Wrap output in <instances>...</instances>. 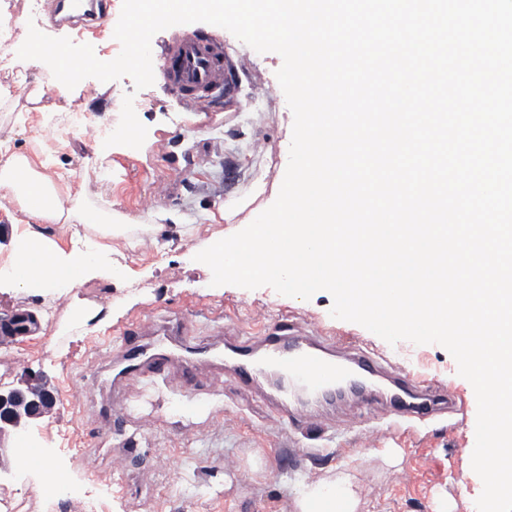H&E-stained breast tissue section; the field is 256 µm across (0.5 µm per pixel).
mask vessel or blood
Listing matches in <instances>:
<instances>
[{
	"mask_svg": "<svg viewBox=\"0 0 512 512\" xmlns=\"http://www.w3.org/2000/svg\"><path fill=\"white\" fill-rule=\"evenodd\" d=\"M107 17L105 0H50L46 20L49 30L63 32L81 25L104 24ZM231 65L223 38L184 31L166 42L161 74L187 105L228 102L237 94V86L229 78ZM191 333L190 324L184 322L172 329L180 348L176 354L160 342L153 352H144L137 347L136 335L127 336L120 357L123 367L112 378L114 391L133 396L139 381L149 378L194 395L202 381L217 376L228 374L251 384L273 371L321 397L335 394L349 379L361 378L372 385L362 402L363 411L385 415L394 423L456 405L450 392L434 388L426 379L386 372L377 358L357 349L342 355L343 345L334 337L285 319L260 335L226 343L219 355L206 354L204 346L191 341Z\"/></svg>",
	"mask_w": 512,
	"mask_h": 512,
	"instance_id": "obj_1",
	"label": "vessel or blood"
}]
</instances>
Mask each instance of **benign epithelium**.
<instances>
[{
    "mask_svg": "<svg viewBox=\"0 0 512 512\" xmlns=\"http://www.w3.org/2000/svg\"><path fill=\"white\" fill-rule=\"evenodd\" d=\"M37 386L36 390L30 384L0 389V437L41 419L55 404L50 384L41 380Z\"/></svg>",
    "mask_w": 512,
    "mask_h": 512,
    "instance_id": "obj_1",
    "label": "benign epithelium"
}]
</instances>
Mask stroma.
Listing matches in <instances>:
<instances>
[{"label": "stroma", "instance_id": "obj_1", "mask_svg": "<svg viewBox=\"0 0 512 512\" xmlns=\"http://www.w3.org/2000/svg\"><path fill=\"white\" fill-rule=\"evenodd\" d=\"M223 38L239 86L231 106L189 107L159 78L138 91L128 77L105 83L90 77L64 92L49 67L37 63L21 75L44 91L32 105L0 79V139L11 142L12 153L69 177L83 187L82 205L119 212L133 227L129 237L112 241L122 279L95 280L78 290L79 298L111 308L112 319L101 329L53 340L52 325L66 300L33 297L0 281V327L32 312L49 322L41 333L0 336V361L12 367L5 384L46 379L56 394L55 405L28 426L26 437L0 439L13 470L12 512H79L76 498L92 490L102 493L105 512H292L299 482L345 468L361 485L360 512H476L483 484L467 450L477 402L444 347L406 340L392 345L333 318V298L323 290L303 300L268 286H212L209 267L196 262L213 236L237 233L273 204L292 138L293 115L275 76L281 56L257 53L229 32ZM128 93L148 129L141 148L105 156L100 143L72 129L59 131L57 149L44 148L39 132L59 113L74 109L108 124ZM149 191L156 205L145 214L137 199ZM283 316L377 352L405 372L427 374L455 395L457 412L391 432L351 403L314 402L310 409L336 432V446L330 454L304 455L299 430L276 421L269 384L248 387L227 376L192 402L146 382L137 413L147 426L96 441L102 414L118 405L112 351L122 331L183 319L206 341L218 327L231 335L255 334L259 322L271 325ZM23 439L40 450L29 464L18 454ZM50 473L66 476L71 502L46 492Z\"/></svg>", "mask_w": 512, "mask_h": 512}]
</instances>
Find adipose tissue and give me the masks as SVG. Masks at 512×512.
<instances>
[{"label": "adipose tissue", "instance_id": "adipose-tissue-1", "mask_svg": "<svg viewBox=\"0 0 512 512\" xmlns=\"http://www.w3.org/2000/svg\"><path fill=\"white\" fill-rule=\"evenodd\" d=\"M0 190L12 194L24 206L29 230L16 233L15 246L6 266L10 279L33 295L65 298L69 309L53 330L65 336L72 324H86L98 318L101 309L77 296L78 288L92 278L112 280V236L117 233L111 215L80 205H67L49 175L33 167L25 156L14 155L0 163ZM79 222L91 230L88 245L82 250L64 251L41 230L45 224ZM359 494L352 474L302 484L294 500V512H358Z\"/></svg>", "mask_w": 512, "mask_h": 512}]
</instances>
